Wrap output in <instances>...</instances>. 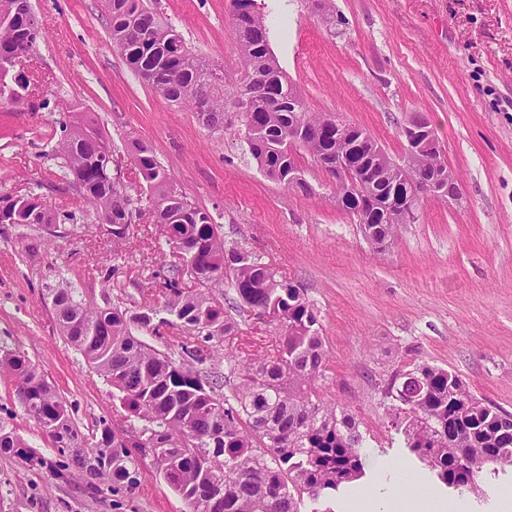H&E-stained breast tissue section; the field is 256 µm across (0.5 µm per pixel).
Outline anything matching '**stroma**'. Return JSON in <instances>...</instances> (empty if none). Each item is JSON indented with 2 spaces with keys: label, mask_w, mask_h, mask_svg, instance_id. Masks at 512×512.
<instances>
[{
  "label": "stroma",
  "mask_w": 512,
  "mask_h": 512,
  "mask_svg": "<svg viewBox=\"0 0 512 512\" xmlns=\"http://www.w3.org/2000/svg\"><path fill=\"white\" fill-rule=\"evenodd\" d=\"M204 59L234 72L241 56L229 0H152ZM327 24L309 0H265L270 46L313 112L367 129L393 158L402 126L430 121L461 199L425 198L386 245L367 241L336 204L334 182L310 158L305 196L268 179L236 129L211 132L156 94L114 50L105 0H30L46 37L24 58L23 77L43 109L0 98V197L37 194L64 224L48 251L26 253L31 230L0 224V349L24 352L72 403L81 430L123 409L57 330L42 289L49 271L87 298L132 310L162 308L151 275L170 248L156 224L135 221L114 253L66 170L47 155L74 112L108 132L121 177L133 181L131 144H149L183 191L208 209L224 245L261 255L300 283L328 350L317 393L352 415L365 439L366 478L380 486L392 458L415 461L388 425L379 386L428 363L456 372L479 398L512 412V0H333ZM120 264L121 285L98 271ZM224 345L242 359L279 335L267 316L238 318ZM0 422L50 460L48 436L0 377ZM512 472L485 471L467 492L470 512H498ZM0 512H186L150 463L130 494L95 493L0 454Z\"/></svg>",
  "instance_id": "obj_1"
}]
</instances>
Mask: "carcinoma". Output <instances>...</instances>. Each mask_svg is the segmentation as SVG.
<instances>
[{
	"mask_svg": "<svg viewBox=\"0 0 512 512\" xmlns=\"http://www.w3.org/2000/svg\"><path fill=\"white\" fill-rule=\"evenodd\" d=\"M25 2L0 0L1 98L26 90L27 82L16 78L11 86L6 78L13 60L42 37L41 28L29 25ZM230 6L242 57L231 75L195 55L147 0H108L107 26L113 48L156 93L189 108L213 132L238 127L258 167L287 188L312 191L298 163L303 155L330 176L336 175V157L351 154L375 163L387 183L422 185L448 173L439 153L423 151L400 168L387 153H371L377 142L366 129L351 125L336 135L329 114L310 111L288 83L270 48L265 4L230 0ZM104 147L111 143L100 126L76 122L58 140L53 157L78 181L84 201L120 246L142 209L129 186L106 174ZM131 153L140 189L154 198L156 217L166 221L168 245L185 255L153 274L170 318L150 306L131 312L107 296L100 305L57 282L45 284V291L62 336L112 386V399L126 411L123 421L136 436L126 437L127 430L105 420L82 432L71 406L36 364L19 351L0 353V375L12 380L25 415L41 428L50 425L45 433L64 457L55 476L82 479L95 492L106 482L113 493H130L139 484L141 458L148 457L188 512H303L304 499L317 504L363 477L358 425L315 391L326 348L305 289L256 253L225 247L221 225L188 198L153 151L135 143ZM377 190L382 219L360 229L372 231V240L383 245L397 236L400 222L388 205L392 187ZM0 224L42 230L26 244L35 254L44 235H54L50 226L57 220L40 196L29 194L0 198ZM226 282L236 293L230 309L279 322L272 355L239 361L224 351V337L236 329L220 291ZM176 321L197 340L181 346L176 357L133 334L141 328L157 335ZM221 357L228 363L222 378L208 371V363ZM231 377L236 382L225 395ZM381 392L389 426L448 487L474 490L488 466L512 468V426L502 427L512 414L474 397L457 373L416 364L392 373ZM24 447L17 433L0 425V453L20 448L26 464H47Z\"/></svg>",
	"mask_w": 512,
	"mask_h": 512,
	"instance_id": "carcinoma-1",
	"label": "carcinoma"
}]
</instances>
